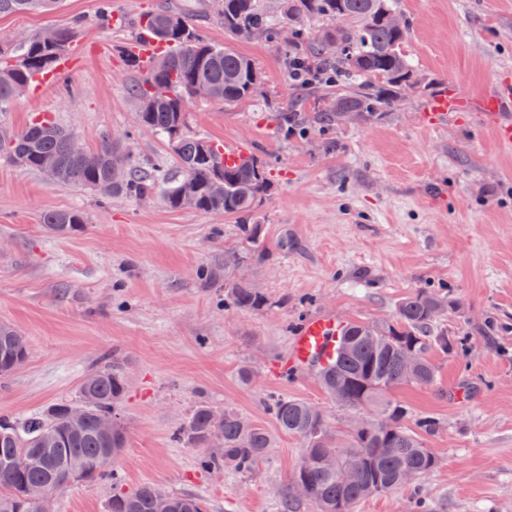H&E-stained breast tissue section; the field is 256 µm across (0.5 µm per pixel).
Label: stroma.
Returning <instances> with one entry per match:
<instances>
[{"instance_id": "stroma-1", "label": "stroma", "mask_w": 512, "mask_h": 512, "mask_svg": "<svg viewBox=\"0 0 512 512\" xmlns=\"http://www.w3.org/2000/svg\"><path fill=\"white\" fill-rule=\"evenodd\" d=\"M112 4L124 25H99L101 0L0 17L2 45L72 24L81 45L65 84L20 94L0 109V126L21 130L48 116L87 150L108 134L141 162L174 167L167 141L137 124L129 88L140 74L123 46L141 16L194 7L205 37L252 59L262 77L256 95L236 105L194 100L186 129L215 143L252 141L266 177L252 218L264 256L225 269V252L240 246L235 217L172 211L157 198L104 203L0 156V322L29 345L25 364L0 379V416L75 400L82 379L113 354L127 363L119 479L68 484L55 494L56 512H106L113 488L145 484L204 497L210 512H278L301 459L299 438L276 432L274 448L245 475L198 469V449L177 444L174 432L202 402L273 429L272 395L320 406L345 431L353 413L316 376L276 371L293 326L322 310L387 320L420 288L447 289L456 308L440 326L470 339L466 357L431 352L435 385L392 393L411 414L442 421L424 438L438 465L416 487L365 499L355 512H412L417 496L427 512H512V147L475 112L425 120L435 90L453 85L475 99L494 81L512 82V0H398L414 83L386 97L378 119L344 125L316 117L335 84L301 88L288 76L294 30L317 39L325 22L286 19L277 38L243 37L225 30L217 0ZM286 112L295 125L283 122ZM69 209L85 215L84 230L67 239L47 231L42 215ZM284 234L296 244L285 255L276 248ZM204 267L216 272L211 282L197 277ZM228 277L255 284L270 307L225 309ZM244 366L253 370L247 384L238 377Z\"/></svg>"}]
</instances>
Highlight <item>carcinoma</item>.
<instances>
[{
    "instance_id": "cac0c4a2",
    "label": "carcinoma",
    "mask_w": 512,
    "mask_h": 512,
    "mask_svg": "<svg viewBox=\"0 0 512 512\" xmlns=\"http://www.w3.org/2000/svg\"><path fill=\"white\" fill-rule=\"evenodd\" d=\"M60 0H0V17L55 10ZM287 13L306 19L346 24L326 31L306 47L307 59L336 77L346 91L336 97L334 110L323 119L338 124L364 122L379 116L383 99L381 85L401 91L414 71L402 51L407 25L397 26L396 0H286ZM224 29L250 36H277L276 22L261 0H222ZM73 26L55 29L48 44L38 35L19 44L10 63L0 62V107L9 105L32 77L51 69L75 39ZM149 37L162 51L148 63L129 53L131 66L142 77L130 86L139 104L143 128L164 137L173 151L177 171L170 174L156 166H145L131 158L121 169L112 166L116 144L102 145L76 156L70 133L48 117L35 120L18 132L0 128V151H7L16 164L38 171L62 187L79 186L103 198L123 195L145 199L161 194L173 211L191 208L221 211L241 221L237 225L241 244L255 245L260 228L246 220L265 188L260 164L250 157L236 168L224 166L219 146L185 132V99L208 98L235 105L252 98L260 73L251 59L229 46H217L204 38L188 12L159 9L137 22L135 39ZM164 87L168 94L152 99L149 88ZM193 185L194 201L183 197L185 181ZM46 228L59 237H70L85 227L76 210L50 212ZM269 304L268 296L247 280L224 281V307L255 312ZM447 294L419 288L402 299L394 320L350 322L338 339L336 364L318 372L327 394L341 407L358 413L368 407L378 416L368 428L353 427L345 445L336 443L329 417L316 405L295 398L268 399L266 410L278 429L301 439V462L282 491V512H299L303 505L314 512H353L362 500L404 489L430 474L438 460L423 442V436L438 428V420L423 415L414 427L404 423L406 408L389 398V392L404 384L431 386L437 371L429 358L433 350L444 355L468 351L467 336H450L437 328L438 319L454 309ZM421 355L416 377L405 372L408 353ZM28 358L26 337L13 326L0 329V377L5 378ZM126 365L112 356V367L89 373L79 387L75 402H57L41 414L20 420L0 418V512H33L26 500L27 486L58 483L61 476L77 469L84 480L110 474L108 467L127 447V430L118 413L126 391ZM79 407L83 423L70 427L69 412ZM110 414L117 421L112 439L99 430L100 418ZM174 440L188 448H202L198 465L203 469H231L251 473L273 445V436L263 426L232 408L216 410L199 404L174 433ZM302 484L299 496L295 486ZM164 496L168 512H208V502L198 496L164 491L143 485L126 493L112 490L107 512H158Z\"/></svg>"
}]
</instances>
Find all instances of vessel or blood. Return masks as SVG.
I'll return each instance as SVG.
<instances>
[{"instance_id":"b4317fda","label":"vessel or blood","mask_w":512,"mask_h":512,"mask_svg":"<svg viewBox=\"0 0 512 512\" xmlns=\"http://www.w3.org/2000/svg\"><path fill=\"white\" fill-rule=\"evenodd\" d=\"M472 107L497 132L502 144H512V87L502 83L492 87L474 104L456 90H441L430 102L427 119L434 124ZM343 326L342 319L330 313L307 317L290 339L285 367L303 371L314 363L329 365L336 358V341Z\"/></svg>"}]
</instances>
